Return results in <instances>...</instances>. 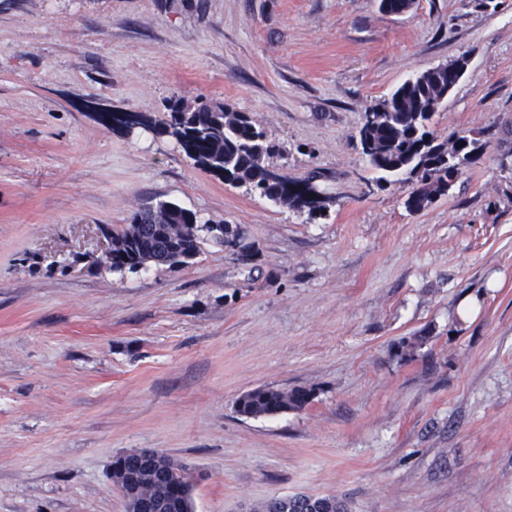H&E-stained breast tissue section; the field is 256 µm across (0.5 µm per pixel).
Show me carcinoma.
<instances>
[{
    "label": "carcinoma",
    "mask_w": 512,
    "mask_h": 512,
    "mask_svg": "<svg viewBox=\"0 0 512 512\" xmlns=\"http://www.w3.org/2000/svg\"><path fill=\"white\" fill-rule=\"evenodd\" d=\"M466 56L427 69L399 85L387 98L365 108L356 137L361 153L378 180L401 176L413 185L405 200L412 213L424 209L448 193L454 181L472 161L480 139L457 135L439 141L431 130V119L448 93L461 79L458 63ZM160 135L175 139L187 158L201 170L231 186L246 185L276 205L321 209L310 180L286 176L268 177L267 157L275 148L260 125L245 112H234L224 103L199 97L190 103L171 98L165 117L150 126ZM212 226L198 224L190 209L168 201L150 202L127 224L110 229V268L136 273L148 264L186 267L200 254L199 232ZM311 391L261 387L243 394L236 412L247 418L275 416L297 411L311 400ZM348 512L347 504L335 497L294 494L272 497L251 507V512Z\"/></svg>",
    "instance_id": "obj_1"
}]
</instances>
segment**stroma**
Instances as JSON below:
<instances>
[{"instance_id": "stroma-1", "label": "stroma", "mask_w": 512, "mask_h": 512, "mask_svg": "<svg viewBox=\"0 0 512 512\" xmlns=\"http://www.w3.org/2000/svg\"><path fill=\"white\" fill-rule=\"evenodd\" d=\"M461 55L432 128L480 147L411 213L361 118ZM174 96L252 115L321 212L100 120ZM150 200L236 245L112 271L103 228ZM268 386L313 398L236 413ZM141 448L186 468L196 512H512V0H0V512H126L109 473ZM311 391L296 388L290 391L274 387H261L243 394L236 402V412L247 418L275 416L297 411L311 400ZM347 512V504L335 497L294 494L272 497L251 507L252 512Z\"/></svg>"}]
</instances>
